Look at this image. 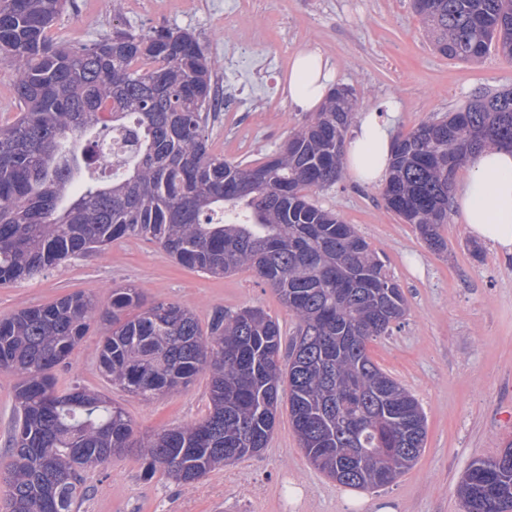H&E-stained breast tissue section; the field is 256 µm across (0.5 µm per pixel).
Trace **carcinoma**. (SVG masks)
Instances as JSON below:
<instances>
[{
	"mask_svg": "<svg viewBox=\"0 0 512 512\" xmlns=\"http://www.w3.org/2000/svg\"><path fill=\"white\" fill-rule=\"evenodd\" d=\"M63 4L0 0V54L19 108L0 124V285L140 237L204 274L252 270L298 329L284 370L281 327L256 306L218 310L204 331L189 308L148 304L129 285L104 302L74 292L1 318L0 372L18 378L0 469L6 512H79L83 473L132 449L145 477L162 470L192 484L266 447L285 403L315 469L346 487L392 484L424 448L426 420L368 344L402 324L406 299L354 227L312 199L341 178L352 90H330L273 155L245 166L210 150L216 63L192 33L161 26L56 44L48 33ZM414 9L440 54L512 58V0H414ZM128 124L123 168L100 172L101 141ZM490 145L512 147L511 90L396 136L386 208L447 250L439 229L454 174ZM98 317L109 324L97 352L108 383L151 398L206 372V416L138 438L122 407L60 386L57 369ZM459 494L463 512H512V445L474 461Z\"/></svg>",
	"mask_w": 512,
	"mask_h": 512,
	"instance_id": "obj_1",
	"label": "carcinoma"
}]
</instances>
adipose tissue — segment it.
<instances>
[{
  "label": "adipose tissue",
  "instance_id": "obj_1",
  "mask_svg": "<svg viewBox=\"0 0 512 512\" xmlns=\"http://www.w3.org/2000/svg\"><path fill=\"white\" fill-rule=\"evenodd\" d=\"M330 78L322 56L302 52L292 62L288 90L297 104L313 110L327 96ZM392 142L391 119L373 112L359 119L345 156L359 182L374 185L385 180ZM451 201L473 238L512 254V150L488 147L471 155Z\"/></svg>",
  "mask_w": 512,
  "mask_h": 512
}]
</instances>
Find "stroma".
Returning <instances> with one entry per match:
<instances>
[{
	"mask_svg": "<svg viewBox=\"0 0 512 512\" xmlns=\"http://www.w3.org/2000/svg\"><path fill=\"white\" fill-rule=\"evenodd\" d=\"M230 6V0H207L202 10L186 0H70L51 35L80 45L115 30L145 34L168 26L192 32L219 64L225 100L236 101L242 91L254 99L238 115L255 132L250 145L235 142L223 120L209 129L214 152L248 165L261 163L312 117L288 96L290 66L302 51L330 63L333 85L352 88L358 114L397 103V135L458 111L477 95L512 90V59L495 51L474 61L448 59L431 44L413 0H254L232 27L224 20ZM254 28L265 30L263 41H250ZM381 193V185H361L346 169L314 198L354 225L404 291L403 323L372 341L369 351L425 413V447L413 467L379 489L341 486L309 463L283 411L266 448L190 487L161 472L144 478L134 457L110 459L86 472L88 496L80 512H462L457 489L469 465L512 444V255L471 237L453 211L440 230L447 251H431L414 225L386 209ZM128 284L146 302L188 306L203 325L215 310L244 306L278 319L284 340H291L297 325L252 271L196 272L137 237L68 260L37 280L0 286V318L74 291L101 298L110 287ZM102 337V327L92 325L69 366L58 369L60 384L76 381L104 394L140 434L207 413L204 372L188 387L150 400L105 383L96 355Z\"/></svg>",
	"mask_w": 512,
	"mask_h": 512,
	"instance_id": "35a3bbf8",
	"label": "stroma"
}]
</instances>
